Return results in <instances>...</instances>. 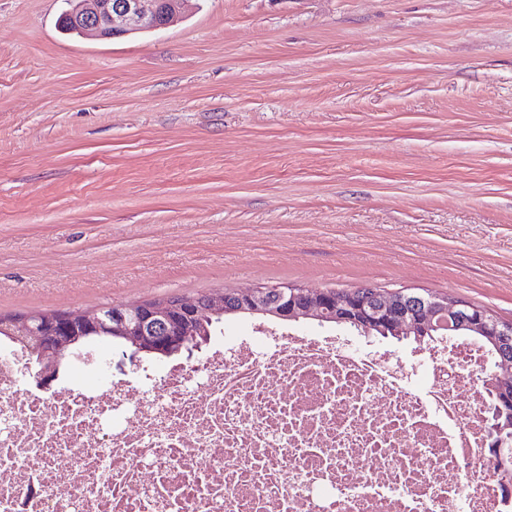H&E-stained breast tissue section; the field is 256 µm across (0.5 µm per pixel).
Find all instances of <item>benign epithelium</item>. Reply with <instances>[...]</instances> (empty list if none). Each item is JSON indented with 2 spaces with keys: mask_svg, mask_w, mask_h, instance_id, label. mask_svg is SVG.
Returning <instances> with one entry per match:
<instances>
[{
  "mask_svg": "<svg viewBox=\"0 0 512 512\" xmlns=\"http://www.w3.org/2000/svg\"><path fill=\"white\" fill-rule=\"evenodd\" d=\"M71 9L64 14L68 26L79 34H91L99 38L110 39L148 32L168 24L170 18L179 10L183 0H68ZM364 293L373 295L380 303L381 310L396 318L400 328L413 330L416 326L414 310H422L428 321H437L436 329L448 331V336L456 335L458 323L466 304L452 299L432 301L424 295L413 296L415 309H398L394 294L378 291L368 286ZM210 307L215 314L224 312V295H208L204 298L177 297L170 302L147 307L148 317L158 325L171 321L170 314L177 311L192 316L204 307ZM103 309H93L83 312L57 311L54 313L19 314L15 325L19 334H28L29 322L36 318L41 328L40 336L44 347L40 349V361L43 368L38 375L43 377L49 373L53 365L63 356L72 344L71 333L86 326L102 324L100 314ZM477 330L486 335L493 332L495 336H511L512 324L499 326L489 323V318L480 319ZM501 361L491 375V380L485 382L489 390L498 391L512 386V360L508 351H499ZM488 437L496 445L495 452L488 458V466L498 472L512 471V448L506 443L512 440V422H501L500 409H489Z\"/></svg>",
  "mask_w": 512,
  "mask_h": 512,
  "instance_id": "obj_1",
  "label": "benign epithelium"
}]
</instances>
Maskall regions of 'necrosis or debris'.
<instances>
[{
    "mask_svg": "<svg viewBox=\"0 0 512 512\" xmlns=\"http://www.w3.org/2000/svg\"><path fill=\"white\" fill-rule=\"evenodd\" d=\"M487 362L271 325L159 376L107 381L90 352L44 389L4 344L0 512H512L486 465Z\"/></svg>",
    "mask_w": 512,
    "mask_h": 512,
    "instance_id": "necrosis-or-debris-1",
    "label": "necrosis or debris"
}]
</instances>
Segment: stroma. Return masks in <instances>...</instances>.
Masks as SVG:
<instances>
[{
	"mask_svg": "<svg viewBox=\"0 0 512 512\" xmlns=\"http://www.w3.org/2000/svg\"><path fill=\"white\" fill-rule=\"evenodd\" d=\"M0 0V313L371 284L512 321V0ZM184 0H68L64 14L74 32L110 39L166 26Z\"/></svg>",
	"mask_w": 512,
	"mask_h": 512,
	"instance_id": "1",
	"label": "stroma"
}]
</instances>
